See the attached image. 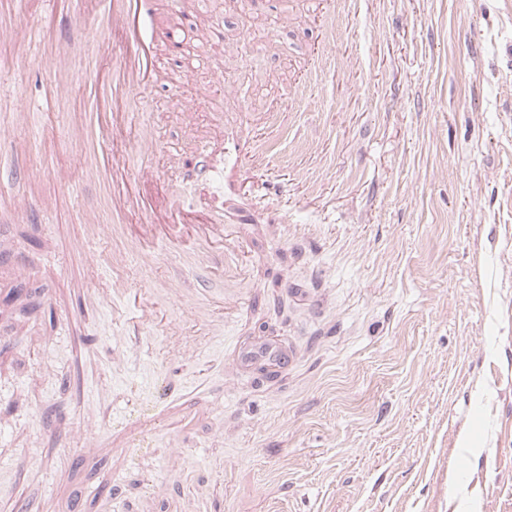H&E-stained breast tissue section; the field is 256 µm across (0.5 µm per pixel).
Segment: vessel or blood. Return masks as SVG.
<instances>
[{"label":"vessel or blood","instance_id":"vessel-or-blood-1","mask_svg":"<svg viewBox=\"0 0 512 512\" xmlns=\"http://www.w3.org/2000/svg\"><path fill=\"white\" fill-rule=\"evenodd\" d=\"M79 12L67 14L65 26L69 37L85 36L94 24H101L112 35L110 41L98 47L99 59H111L112 67L104 78L99 79L88 91L85 108L79 112L73 125V133L81 144L76 156L78 164L94 162L104 176L112 200L114 219H123L128 214L138 213L153 218L154 204L141 194V187L153 185L162 188L172 206L181 203L184 185L200 180L209 185L214 195H221L225 189L227 171L238 168L245 147L235 141H228L220 153L211 150V138L203 134L193 139V151L197 158L195 171L184 174L174 181H165L161 173L151 164L150 159L158 146L153 139H141V163L135 173L133 185H126L116 179L118 171L124 170L128 146L122 137L124 128L132 115L122 104L129 93L155 83L153 46L158 42L170 41L169 32L160 31L152 38H145L141 28L136 27V18L149 14L151 0H78ZM30 7V0H0V40H10L15 49L10 58L0 59V69H17L28 65L33 55V42L17 37L15 23L24 17ZM31 114L25 108H16L8 115H0V139L14 138L17 129L27 124ZM152 236L132 238L128 246L141 256L156 257L159 241L178 242L192 239L205 243L235 244L241 235V223L233 214L208 224H183L181 219L154 227ZM112 294L122 297L135 324L150 321L152 309L146 302L142 290L128 286L112 287ZM234 359L242 369L264 365H280L288 360L287 350L276 340L259 338L237 343Z\"/></svg>","mask_w":512,"mask_h":512}]
</instances>
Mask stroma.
Listing matches in <instances>:
<instances>
[{
	"label": "stroma",
	"mask_w": 512,
	"mask_h": 512,
	"mask_svg": "<svg viewBox=\"0 0 512 512\" xmlns=\"http://www.w3.org/2000/svg\"><path fill=\"white\" fill-rule=\"evenodd\" d=\"M199 7L218 28L158 46L128 164L141 134L175 164L176 102L208 91L193 119L238 113L231 199L260 214L240 251L127 252L162 326L129 330L92 297L108 272L88 279L70 248L101 199L69 128L103 34L70 41L60 73L0 72V113L32 114L0 145V195L27 197L34 172L50 203L0 214V245L30 264L21 281L0 263V290L34 306L0 300V512H512V0ZM177 335L193 359L169 358ZM250 336L291 353L256 383L225 357Z\"/></svg>",
	"instance_id": "35a3bbf8"
}]
</instances>
